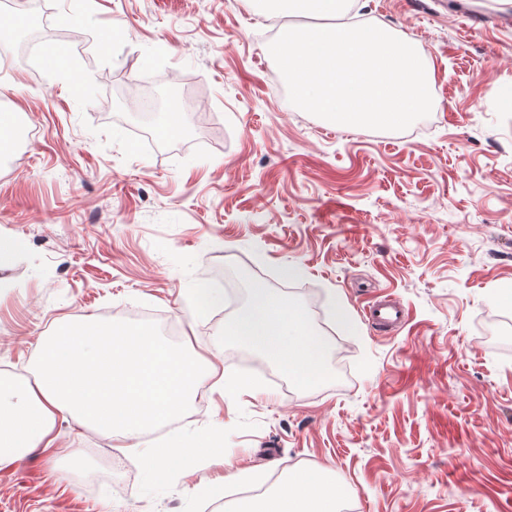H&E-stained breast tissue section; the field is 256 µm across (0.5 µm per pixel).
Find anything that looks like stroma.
Segmentation results:
<instances>
[{"label": "stroma", "instance_id": "1", "mask_svg": "<svg viewBox=\"0 0 512 512\" xmlns=\"http://www.w3.org/2000/svg\"><path fill=\"white\" fill-rule=\"evenodd\" d=\"M82 35L56 65L0 76L13 114L0 155V372L34 382L60 323L152 312L209 357L254 282L331 339L343 382L285 390L259 352L225 338L226 371L258 394L204 405L143 438L193 440L220 423V455L159 483L137 455L71 418L51 448L0 467V512H233L253 488L308 468L357 512H512V4L360 0L364 20L420 50L433 99L424 130L337 127L275 94L271 15L244 0H41ZM112 33L109 50L96 47ZM95 84L77 102L72 81ZM178 85L182 129L138 144L144 88ZM123 97V111L112 109ZM300 275L285 279L286 266ZM233 297L191 312L202 283ZM392 295L405 323L376 331L365 304ZM341 298L348 318L329 315ZM246 479L208 488L228 468Z\"/></svg>", "mask_w": 512, "mask_h": 512}]
</instances>
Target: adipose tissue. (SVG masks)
Masks as SVG:
<instances>
[{
    "label": "adipose tissue",
    "instance_id": "obj_1",
    "mask_svg": "<svg viewBox=\"0 0 512 512\" xmlns=\"http://www.w3.org/2000/svg\"><path fill=\"white\" fill-rule=\"evenodd\" d=\"M221 332L301 385L323 375L329 339L274 289L254 285L249 304ZM207 383L228 396L256 389L252 380L225 375L211 361L199 363L143 328L98 320L66 323L42 337L35 383L0 373V467L33 449L53 447L56 420L66 415L104 433L115 447L139 451L142 434L182 416L188 399ZM213 437L207 429L191 444L167 442L139 452L141 465L167 480L174 464L213 454ZM338 496L334 479L297 468L245 512H338Z\"/></svg>",
    "mask_w": 512,
    "mask_h": 512
}]
</instances>
